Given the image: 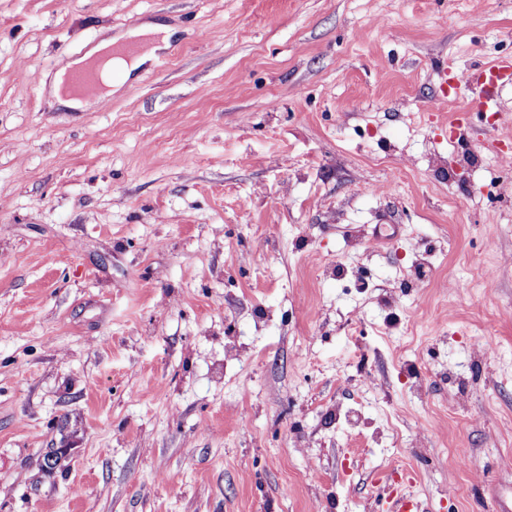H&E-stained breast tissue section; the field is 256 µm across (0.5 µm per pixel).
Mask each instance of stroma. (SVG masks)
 <instances>
[{
    "mask_svg": "<svg viewBox=\"0 0 512 512\" xmlns=\"http://www.w3.org/2000/svg\"><path fill=\"white\" fill-rule=\"evenodd\" d=\"M507 54L512 0H0V512L512 505V90L455 145L437 70ZM171 32L170 28L162 23H147L130 31L122 38L108 37L102 39L82 58L68 62L53 77L51 85V96L55 103L70 108L85 110L91 103L90 110L101 108L102 102L97 101L95 94L100 83L99 72L93 68H89L82 72L76 73L71 78V86L76 91L85 95L88 99L72 93L66 89L65 81L67 75L75 69L80 68L86 62L99 58L111 47H117L127 42L120 43L123 38L130 42L140 38H150L153 42V48L149 54L133 56L129 59L122 57H114L105 63L102 72V86L99 89V96L102 99L110 98L116 93L123 82L142 65H144L154 54L156 50L161 49L168 44ZM117 73L112 77V71Z\"/></svg>",
    "mask_w": 512,
    "mask_h": 512,
    "instance_id": "stroma-1",
    "label": "stroma"
}]
</instances>
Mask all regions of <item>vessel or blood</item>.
I'll return each mask as SVG.
<instances>
[{"mask_svg": "<svg viewBox=\"0 0 512 512\" xmlns=\"http://www.w3.org/2000/svg\"><path fill=\"white\" fill-rule=\"evenodd\" d=\"M455 82L463 93L467 107L448 122V132L454 139L460 136L470 114L488 112L500 91L512 86V57L495 59L475 70H463L456 74ZM99 83L100 75L92 68L76 73L71 78L73 89L90 98L91 106L95 109L100 106L95 99Z\"/></svg>", "mask_w": 512, "mask_h": 512, "instance_id": "1", "label": "vessel or blood"}]
</instances>
